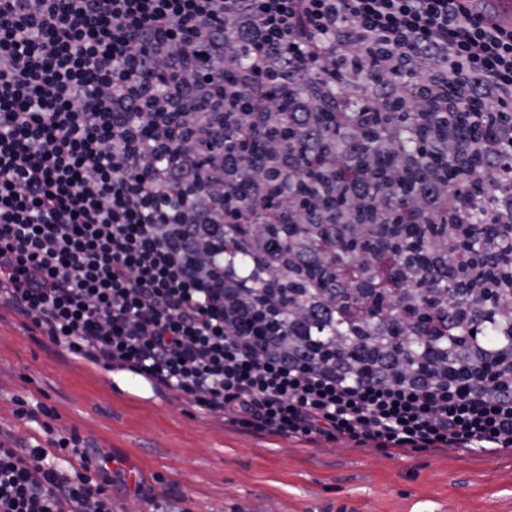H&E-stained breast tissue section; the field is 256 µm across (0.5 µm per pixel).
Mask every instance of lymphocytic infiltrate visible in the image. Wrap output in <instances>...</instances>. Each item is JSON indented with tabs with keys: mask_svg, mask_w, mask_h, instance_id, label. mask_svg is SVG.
I'll use <instances>...</instances> for the list:
<instances>
[{
	"mask_svg": "<svg viewBox=\"0 0 512 512\" xmlns=\"http://www.w3.org/2000/svg\"><path fill=\"white\" fill-rule=\"evenodd\" d=\"M465 104L512 111V29L465 0H0V299L73 358L256 433L512 449V358L458 327L512 323V286L482 253L455 259L475 231L465 186L512 210V127L479 137L448 122ZM378 112L444 117L427 139L460 179L431 167L403 195L417 157L394 129L380 140L391 166L359 162ZM308 168L319 188L302 198L289 186ZM425 216L445 226L428 254L378 248L380 225ZM272 224L311 231L280 249ZM346 237L360 250L344 267ZM315 264L320 287L283 319L267 283ZM443 271L455 302L436 289ZM482 294L503 308L486 315ZM341 316L370 362L307 349ZM398 322L464 366L443 373L424 354L403 371ZM41 434L0 432V512H115L89 441ZM61 452L63 470L48 462Z\"/></svg>",
	"mask_w": 512,
	"mask_h": 512,
	"instance_id": "lymphocytic-infiltrate-1",
	"label": "lymphocytic infiltrate"
}]
</instances>
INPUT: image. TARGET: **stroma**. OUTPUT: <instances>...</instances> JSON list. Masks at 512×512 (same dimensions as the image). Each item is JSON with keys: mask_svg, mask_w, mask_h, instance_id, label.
<instances>
[{"mask_svg": "<svg viewBox=\"0 0 512 512\" xmlns=\"http://www.w3.org/2000/svg\"><path fill=\"white\" fill-rule=\"evenodd\" d=\"M45 421L109 452L117 512H512V449L389 457L236 430L166 390H114L1 303L0 430L24 440ZM130 463L145 475L138 495L123 483Z\"/></svg>", "mask_w": 512, "mask_h": 512, "instance_id": "stroma-1", "label": "stroma"}]
</instances>
